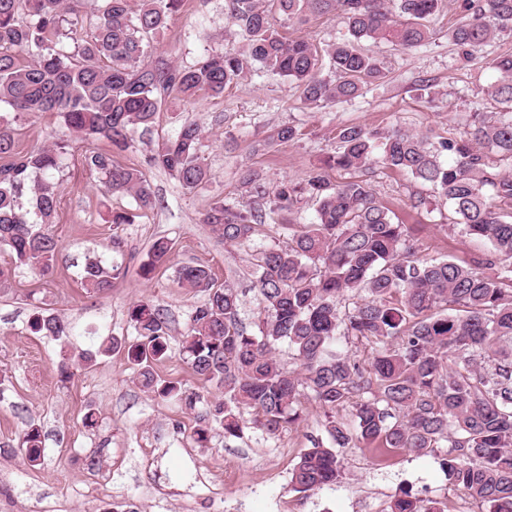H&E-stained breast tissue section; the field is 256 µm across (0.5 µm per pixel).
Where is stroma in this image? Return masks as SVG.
Wrapping results in <instances>:
<instances>
[{
  "instance_id": "35a3bbf8",
  "label": "stroma",
  "mask_w": 512,
  "mask_h": 512,
  "mask_svg": "<svg viewBox=\"0 0 512 512\" xmlns=\"http://www.w3.org/2000/svg\"><path fill=\"white\" fill-rule=\"evenodd\" d=\"M458 12L448 7L430 21V41L413 51L364 42L383 63L384 81L362 96L312 108L302 103L287 79L257 70L228 86L223 95L199 92L187 99L166 95L150 134L125 151L116 163L139 169L155 196V207L131 224L107 223L108 209L131 211L133 199L104 197L97 177L82 165L80 150L64 155L51 178L61 191L55 223L46 230L58 242L53 272L46 277L26 268L14 272L13 286L0 293V512H382L406 491L442 501L447 512H481L463 491L451 485L439 455L402 452L375 456L366 448H341L343 475L338 483L301 494L290 485L291 472L310 440L322 436V409L304 401L306 419L270 436L256 429L239 436L213 432L206 447L195 441V414L174 400L143 390L137 369L123 353H100L109 337L132 340V305L147 302L164 310L170 327L169 350L157 368L161 378L201 392L211 400L215 386L203 383L181 354L182 335L204 293L183 288L176 270L186 263L208 266L216 279L239 274L241 318L253 324L259 301L252 288L249 252L224 244L203 224L217 200L252 208L259 200L244 184L260 173L267 190L279 181L305 178L310 168L336 149L342 125L401 127L420 135L454 136L466 130L475 108L495 111L487 92L496 80L491 61L512 52V36L483 46L474 62H464L448 38ZM287 38H305L325 46L342 41L347 27L340 18L310 16L307 23L282 27ZM229 34L225 0H183L180 12L157 35L151 61L190 66L208 53L237 48ZM191 119L204 130L203 157L211 172L204 185L190 190L151 167L150 151ZM288 124L296 138L262 148L264 137ZM16 145L30 150L65 136L60 116L18 120ZM233 141H226V134ZM377 195L404 223L413 227L418 256L453 255L481 259L490 248L462 236L446 213L410 209L411 199L431 197L429 186L402 172L374 167L366 175ZM123 242L113 251V238ZM171 241L169 262L150 276L141 263L152 243ZM122 266L123 276L103 295L80 285L86 256ZM41 306L69 322L67 338L29 334L27 322ZM96 353L89 366L73 365L61 379L63 355ZM95 412L97 425L84 427ZM41 430L44 457L32 467L19 445L28 423Z\"/></svg>"
}]
</instances>
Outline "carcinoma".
<instances>
[{"mask_svg":"<svg viewBox=\"0 0 512 512\" xmlns=\"http://www.w3.org/2000/svg\"><path fill=\"white\" fill-rule=\"evenodd\" d=\"M445 0H227L239 47L207 55L192 67L149 64L152 40L182 0H0V252L45 276L58 258L55 238L40 229L54 223L59 189L46 175L59 168L76 140L104 139L109 152L89 150L84 165L102 192L132 196L136 210L155 206L138 169L118 165L112 151L133 146L160 111L162 95L220 96L255 67L296 85L309 106L357 97L385 78L364 41L413 50L430 38V19ZM464 14L448 29L472 61L486 43L512 33V0H465ZM337 15L349 38L318 47L281 36L277 21L304 24L310 15ZM498 74L489 96L500 112L476 109L457 137L427 141L400 127L336 128L338 148L300 182L283 181L274 205L241 209L213 203L202 223L231 246H250L258 227L284 218L307 199L315 219L285 240L253 253V288L260 298L255 327L241 317L237 282H216L209 267L186 263L181 284L206 294L191 314L182 355L222 397L208 400L162 379L155 366L168 351L163 311L140 302L129 312L135 340L111 338L101 352L124 351L138 381L162 399H177L197 416L196 441L210 432L236 436L245 428L276 435L302 420V400L325 414L326 439L340 448L359 445L384 456L397 450L421 456L444 449L448 481L484 510L512 512V54L492 62ZM58 113L69 132L52 144L23 152L15 123L24 116ZM281 125L263 146L296 138ZM203 130L186 119L152 149L149 163L195 189L210 179L203 161ZM380 164L430 185L448 220L484 240L499 261L488 276L449 256L420 260L407 225L369 182L330 183L325 170L363 172ZM172 243L160 238L142 261L144 274L166 264ZM121 268L87 259L80 275L89 293L104 294ZM463 314L448 313V306ZM31 333L61 339L68 323L37 313ZM367 341L370 368L335 349L336 336ZM287 346L293 367L276 350ZM352 408L351 422L336 409ZM34 424L21 447L27 463H41ZM324 439V440H326ZM313 438L291 473L292 489L308 493L336 482L335 449ZM387 512H445L443 503L403 492Z\"/></svg>","mask_w":512,"mask_h":512,"instance_id":"carcinoma-1","label":"carcinoma"}]
</instances>
